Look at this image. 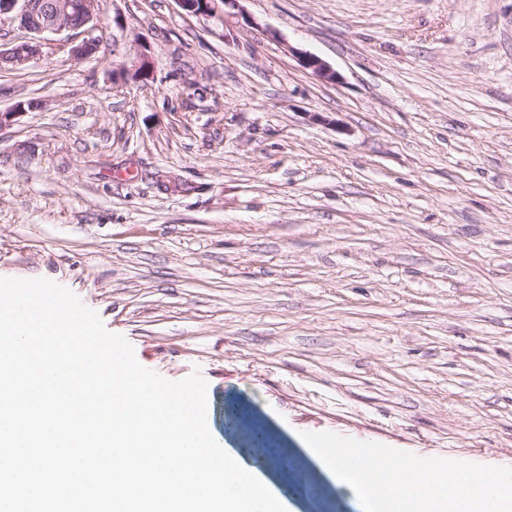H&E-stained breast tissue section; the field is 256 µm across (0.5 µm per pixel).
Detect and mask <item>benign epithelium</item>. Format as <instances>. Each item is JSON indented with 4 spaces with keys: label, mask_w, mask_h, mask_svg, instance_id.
Returning a JSON list of instances; mask_svg holds the SVG:
<instances>
[{
    "label": "benign epithelium",
    "mask_w": 512,
    "mask_h": 512,
    "mask_svg": "<svg viewBox=\"0 0 512 512\" xmlns=\"http://www.w3.org/2000/svg\"><path fill=\"white\" fill-rule=\"evenodd\" d=\"M186 14L204 19L224 21L228 15H242L240 0H176ZM99 0H0V19L19 24L28 34L25 41L9 47L0 46V68H18L39 57L48 45L47 36L90 28L98 19ZM96 42L65 43L69 55L82 60L92 54ZM300 66L319 78L334 82L338 74L318 56L297 53ZM126 75L137 81L153 78L154 65L147 54V45L139 43L131 66L124 68Z\"/></svg>",
    "instance_id": "benign-epithelium-1"
}]
</instances>
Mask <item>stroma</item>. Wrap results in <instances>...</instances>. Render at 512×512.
Returning <instances> with one entry per match:
<instances>
[{"mask_svg":"<svg viewBox=\"0 0 512 512\" xmlns=\"http://www.w3.org/2000/svg\"><path fill=\"white\" fill-rule=\"evenodd\" d=\"M241 6L100 0L97 53L0 69L1 112L45 103L0 129V277L200 369L286 512H363L306 432L512 467V0ZM140 40L153 80L119 79ZM241 0H176L178 6L187 15L204 19L224 21L226 15H240L243 10ZM297 60L302 68L310 70L325 81L336 82L338 79L336 71L318 56L300 52L297 53Z\"/></svg>","mask_w":512,"mask_h":512,"instance_id":"35a3bbf8","label":"stroma"}]
</instances>
